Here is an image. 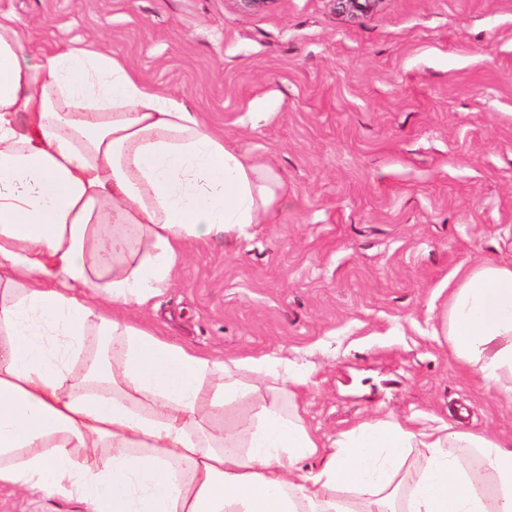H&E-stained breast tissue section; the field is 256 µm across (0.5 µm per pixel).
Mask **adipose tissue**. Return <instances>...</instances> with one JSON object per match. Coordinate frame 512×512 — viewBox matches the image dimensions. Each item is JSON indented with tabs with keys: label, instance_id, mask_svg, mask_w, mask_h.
Here are the masks:
<instances>
[{
	"label": "adipose tissue",
	"instance_id": "obj_1",
	"mask_svg": "<svg viewBox=\"0 0 512 512\" xmlns=\"http://www.w3.org/2000/svg\"><path fill=\"white\" fill-rule=\"evenodd\" d=\"M25 41L0 11V488L88 512H512V438L390 418L325 443L288 357L203 355L132 320L190 243L246 235L285 181L112 52ZM440 324L511 404L512 264L466 269ZM90 336L110 355L74 372ZM230 405L249 415L227 429Z\"/></svg>",
	"mask_w": 512,
	"mask_h": 512
}]
</instances>
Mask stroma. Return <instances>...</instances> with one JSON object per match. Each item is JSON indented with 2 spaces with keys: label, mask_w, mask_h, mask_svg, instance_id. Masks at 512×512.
<instances>
[{
  "label": "stroma",
  "mask_w": 512,
  "mask_h": 512,
  "mask_svg": "<svg viewBox=\"0 0 512 512\" xmlns=\"http://www.w3.org/2000/svg\"><path fill=\"white\" fill-rule=\"evenodd\" d=\"M34 49L115 53L186 96L286 191L247 237L192 245L137 319L213 356L281 351L323 437L438 417L512 437V404L432 334L449 280L512 262V0H0ZM0 512H85L0 489Z\"/></svg>",
  "instance_id": "1"
}]
</instances>
